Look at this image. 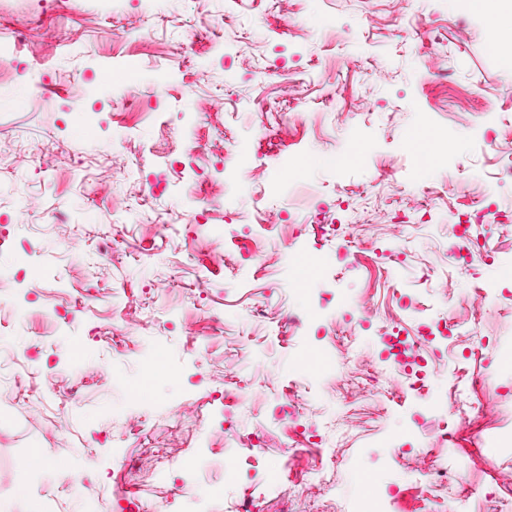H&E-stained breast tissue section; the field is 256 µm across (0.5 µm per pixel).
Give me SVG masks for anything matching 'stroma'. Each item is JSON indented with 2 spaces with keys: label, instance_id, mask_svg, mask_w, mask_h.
Returning <instances> with one entry per match:
<instances>
[{
  "label": "stroma",
  "instance_id": "stroma-1",
  "mask_svg": "<svg viewBox=\"0 0 512 512\" xmlns=\"http://www.w3.org/2000/svg\"><path fill=\"white\" fill-rule=\"evenodd\" d=\"M131 12L140 35L115 40ZM20 32L18 75L0 83V275L18 282L0 295L26 298L22 321H0V473L10 474L0 512H84L102 484L95 512H116L119 498L168 512L178 487L184 512H358L382 495L396 512H434L415 498L407 463L453 415L462 423L436 451L451 480L436 497L453 512H512L496 480L512 471V329L499 319L512 298V223L478 222L469 206L512 211V180L497 175L512 157V73L491 51L500 27L451 0H20L0 15V39ZM105 67L109 85L96 78ZM129 75L136 105L121 96ZM199 99L218 111H198ZM297 104L305 120L288 121ZM422 126L458 144L428 175L410 145ZM356 146L360 159L333 165ZM302 156L312 163L299 183L289 173ZM436 186L441 198H427ZM31 192L44 212L8 223ZM198 197L208 223L159 235L160 218L193 216ZM377 200L388 223L369 220ZM453 217L462 234L449 232ZM346 225L363 226L365 245L346 241ZM474 239L488 258L454 267ZM304 254L320 266L299 288L292 269ZM479 291L475 326L468 302ZM86 293L97 304L58 326L54 309ZM363 294L401 336L446 314L457 330L423 350L418 391L413 374L391 370L382 328L361 331L384 379L361 385L348 430L337 335ZM116 307L127 314L120 347L102 338ZM19 347L76 383L72 403L48 391L32 409L14 397ZM159 356L170 377L146 383ZM236 362L228 391L224 367ZM101 363L111 380H97ZM292 383L299 436L276 423ZM185 414L203 430L181 429ZM310 435L342 460L327 474L335 494L309 481ZM35 449L43 463L17 469ZM59 466L73 484L57 481Z\"/></svg>",
  "mask_w": 512,
  "mask_h": 512
}]
</instances>
